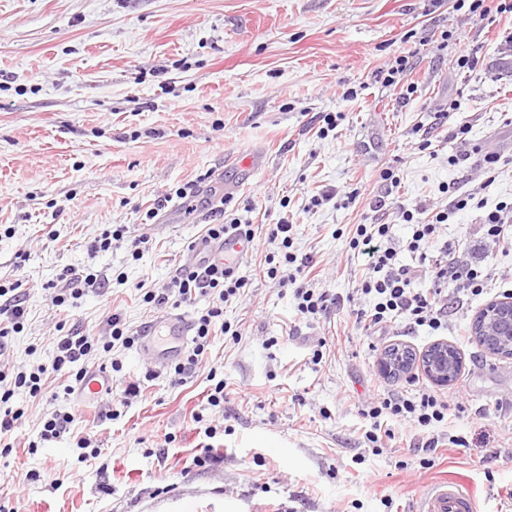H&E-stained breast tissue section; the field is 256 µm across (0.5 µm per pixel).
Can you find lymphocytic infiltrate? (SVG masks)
<instances>
[{
  "label": "lymphocytic infiltrate",
  "mask_w": 512,
  "mask_h": 512,
  "mask_svg": "<svg viewBox=\"0 0 512 512\" xmlns=\"http://www.w3.org/2000/svg\"><path fill=\"white\" fill-rule=\"evenodd\" d=\"M446 191L450 198L447 209L437 212L431 219L420 220L407 209L402 212L404 222L412 228L406 249L419 256L417 265L398 262L391 225L353 226L349 246L364 261L358 289L372 301L370 308L355 313V323L360 328L380 330L401 318L408 325L425 326L438 332L448 327L449 306L460 309L470 299L486 294L489 274L484 256L457 254L452 243L440 240L441 230L450 216L473 206L476 194L455 183L448 184ZM267 236L277 245L276 251L265 257L267 275L277 277L281 264L293 266L288 281L295 286L296 308L301 318H312L335 307L337 298L312 289L315 265L310 257L300 258L293 252L292 225L278 221ZM423 278L429 281V288H417V281ZM245 286L244 278L238 276L236 270L188 263L175 269L166 287L150 288L143 293V302L156 308L191 305L200 296L211 300L210 308L194 321L192 348L185 361L175 364V375L188 376L201 364L212 336L221 334L239 339L238 330L224 319V305L239 297ZM28 300L29 291L20 283H0V350L6 348L9 336L23 331ZM55 330V355L51 364L39 365L30 373L12 374L0 369V436L8 434L22 416L20 410L9 406L16 390L24 389L30 396H40L45 377L66 367L74 368V382L82 384L87 374L86 360L109 353L118 346L131 348L138 344L141 336L140 331L131 329L117 312L108 317L104 331L97 335L62 321L56 323ZM450 400V395L427 388L410 397L387 394L363 409V417L370 421L365 436L369 441H377V432L386 420L421 428L445 424Z\"/></svg>",
  "instance_id": "obj_1"
}]
</instances>
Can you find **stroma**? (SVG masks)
<instances>
[{"label": "stroma", "instance_id": "1", "mask_svg": "<svg viewBox=\"0 0 512 512\" xmlns=\"http://www.w3.org/2000/svg\"><path fill=\"white\" fill-rule=\"evenodd\" d=\"M477 52L458 71L454 50H437L441 31ZM417 51L416 91L376 83L375 72ZM457 102L465 141L435 131L421 148L415 130ZM342 113L319 133L316 114ZM512 16L479 27L455 0H0V279L30 288L24 330L0 364L14 370L49 362L56 321L102 331L121 313L139 328L159 317L142 287L169 283L203 231L202 210L175 198L200 182L204 195H230L226 218L258 225L238 273L247 285L224 307L240 340L212 337L201 368L179 384L172 365L152 364L134 347L110 357L139 381L140 396L100 419L99 403L77 404L69 370L50 374L46 393L16 392L23 416L8 434L0 470L6 512H412L423 486L456 479L471 486L477 512H512V358L489 353L450 316L443 338L463 365L447 386L456 405L447 427L365 437L363 405L387 392L410 394L408 379L378 369L393 344L421 351L426 330L403 322L362 330L352 312L369 305L356 291L360 263L349 247L355 224H389L396 241L410 229L400 209L447 208L444 184L479 189L488 206L512 199ZM502 156L485 185L481 151ZM263 154L257 171L244 167ZM400 179L388 188L379 171ZM357 198L339 207L348 192ZM336 201L310 207L312 196ZM172 194L153 223L146 211ZM386 206L375 211L374 202ZM295 224L293 249L316 263L314 288L340 306L300 318L292 286L266 273L267 225ZM123 240L88 246L105 225ZM148 243L132 258L131 243ZM92 269L105 288L58 308L44 283L62 269ZM321 362H313L315 349ZM223 379V407L207 406L209 369ZM80 407L83 420L61 438L36 439L55 412ZM217 429L207 439L206 426ZM96 439L98 457L79 461L75 435ZM465 438L466 447L448 438ZM443 444L423 465L429 438ZM223 458L192 459L207 443ZM99 236H97L89 246V251L93 253L105 252L112 246V240H120L124 238L126 226L123 224H108Z\"/></svg>", "mask_w": 512, "mask_h": 512}]
</instances>
